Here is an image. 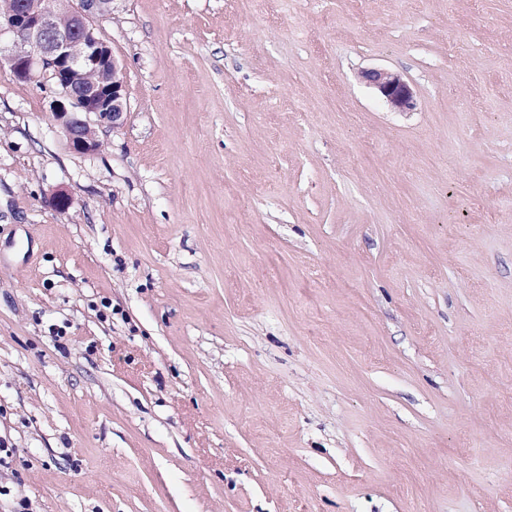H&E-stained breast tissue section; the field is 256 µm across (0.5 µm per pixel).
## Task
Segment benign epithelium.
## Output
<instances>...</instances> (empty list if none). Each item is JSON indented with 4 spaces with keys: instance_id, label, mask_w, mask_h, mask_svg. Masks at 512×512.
<instances>
[{
    "instance_id": "1",
    "label": "benign epithelium",
    "mask_w": 512,
    "mask_h": 512,
    "mask_svg": "<svg viewBox=\"0 0 512 512\" xmlns=\"http://www.w3.org/2000/svg\"><path fill=\"white\" fill-rule=\"evenodd\" d=\"M111 11L112 0H55L50 8L42 6V0H22L15 15L0 24V33L11 37L4 47L8 69L19 79L38 72L56 89L52 112L79 153L100 148L95 129L83 116L94 114L99 123L111 125L127 111V103L121 69L110 48L75 38L73 29L59 24V17L65 13L87 30L94 18ZM88 67L102 74L103 84L91 88L79 84ZM366 78L394 110L414 109V93L400 75L372 70Z\"/></svg>"
}]
</instances>
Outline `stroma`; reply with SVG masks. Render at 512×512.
Returning <instances> with one entry per match:
<instances>
[{"instance_id": "35a3bbf8", "label": "stroma", "mask_w": 512, "mask_h": 512, "mask_svg": "<svg viewBox=\"0 0 512 512\" xmlns=\"http://www.w3.org/2000/svg\"><path fill=\"white\" fill-rule=\"evenodd\" d=\"M95 27L96 152L0 66V512H512V0ZM365 77L394 110L406 112L414 109V93L399 74L385 70H372L366 73Z\"/></svg>"}]
</instances>
